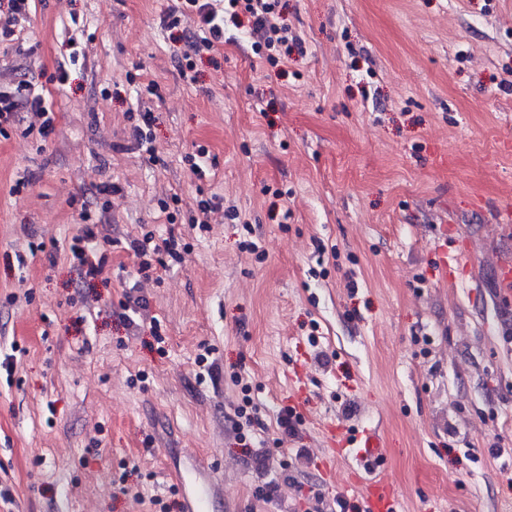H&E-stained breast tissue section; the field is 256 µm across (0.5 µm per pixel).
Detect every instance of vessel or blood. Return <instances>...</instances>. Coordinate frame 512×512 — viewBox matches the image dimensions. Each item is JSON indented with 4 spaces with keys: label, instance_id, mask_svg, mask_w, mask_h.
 Returning <instances> with one entry per match:
<instances>
[{
    "label": "vessel or blood",
    "instance_id": "vessel-or-blood-1",
    "mask_svg": "<svg viewBox=\"0 0 512 512\" xmlns=\"http://www.w3.org/2000/svg\"><path fill=\"white\" fill-rule=\"evenodd\" d=\"M343 446L348 458L366 474L361 486L369 502L368 512H396L385 480L376 474L383 453L375 433L354 434L344 440ZM175 473L183 512H213V504L223 497L224 489L208 467L195 454L187 452L179 456Z\"/></svg>",
    "mask_w": 512,
    "mask_h": 512
}]
</instances>
